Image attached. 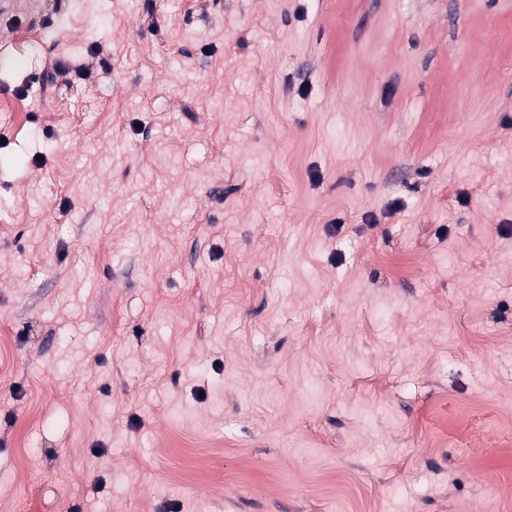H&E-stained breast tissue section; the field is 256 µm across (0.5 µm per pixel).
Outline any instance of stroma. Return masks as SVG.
Returning <instances> with one entry per match:
<instances>
[{
	"mask_svg": "<svg viewBox=\"0 0 512 512\" xmlns=\"http://www.w3.org/2000/svg\"><path fill=\"white\" fill-rule=\"evenodd\" d=\"M0 331L15 512H512V0H0Z\"/></svg>",
	"mask_w": 512,
	"mask_h": 512,
	"instance_id": "35a3bbf8",
	"label": "stroma"
}]
</instances>
